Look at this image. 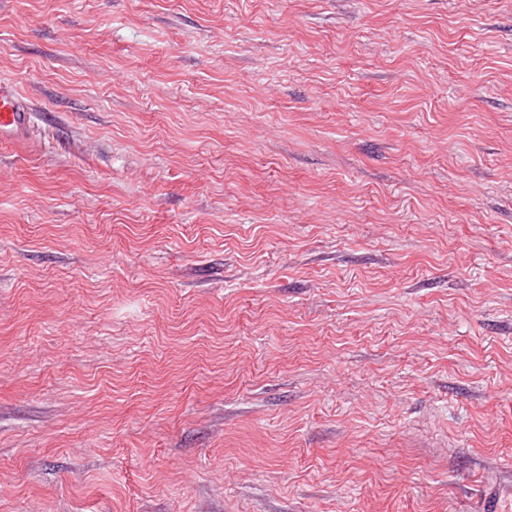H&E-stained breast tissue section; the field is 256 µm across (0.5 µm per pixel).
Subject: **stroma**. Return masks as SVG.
I'll return each instance as SVG.
<instances>
[{
  "instance_id": "stroma-1",
  "label": "stroma",
  "mask_w": 512,
  "mask_h": 512,
  "mask_svg": "<svg viewBox=\"0 0 512 512\" xmlns=\"http://www.w3.org/2000/svg\"><path fill=\"white\" fill-rule=\"evenodd\" d=\"M0 512H503L512 0H0ZM34 120L27 98L12 84H0V142L25 138Z\"/></svg>"
}]
</instances>
